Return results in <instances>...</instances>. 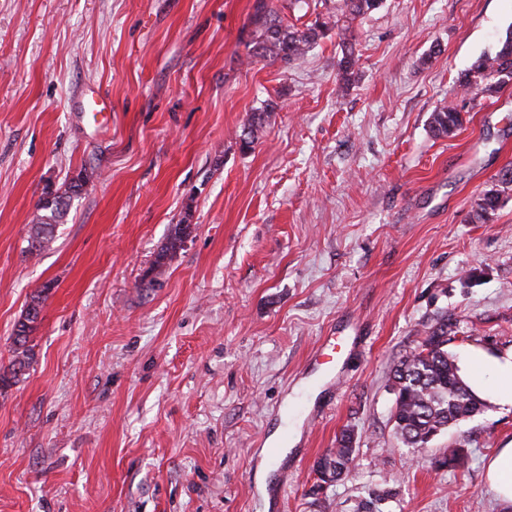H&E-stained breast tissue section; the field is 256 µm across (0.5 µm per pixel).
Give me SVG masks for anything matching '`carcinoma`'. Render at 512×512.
<instances>
[{
    "instance_id": "1",
    "label": "carcinoma",
    "mask_w": 512,
    "mask_h": 512,
    "mask_svg": "<svg viewBox=\"0 0 512 512\" xmlns=\"http://www.w3.org/2000/svg\"><path fill=\"white\" fill-rule=\"evenodd\" d=\"M301 0H288L276 5L273 0H256L252 17L251 56L258 61H279L288 66L301 58L327 31L336 29L340 38L342 56L338 61L340 80L349 83L355 76L358 64L353 23L379 8L381 0H341L336 19L315 20L314 24L298 29L284 23L282 10L290 9ZM512 84V31L499 42L497 50L479 57L462 79V103H450L433 112L431 128L437 136H451L462 127L463 112L467 101L491 97L503 87ZM269 111L253 115L243 128L241 142L249 148L264 127ZM512 190V165L503 167L496 183L485 191L476 203L471 221L486 223L508 199ZM42 214L31 225L29 251H41L54 240L56 223L64 216V197L57 195L43 200ZM189 225L178 224L168 244L158 255L155 268L176 253ZM44 295H32L21 318L15 326L13 342L15 356L11 364L13 378L24 374L31 360L29 335L38 322ZM448 314L440 315L423 331L417 345L402 356L391 370L390 391L393 395L391 421L400 443L408 448H427L441 433L475 416L485 408L461 375L455 357L448 352ZM356 453L354 433L344 429L336 437V447L327 450L316 462L315 471L322 484L342 480L350 472ZM470 456L465 444L448 450L435 459L436 468L450 471L468 467ZM395 492L391 488H369L354 505L353 512H383L382 505Z\"/></svg>"
}]
</instances>
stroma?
I'll return each mask as SVG.
<instances>
[{"instance_id": "stroma-1", "label": "stroma", "mask_w": 512, "mask_h": 512, "mask_svg": "<svg viewBox=\"0 0 512 512\" xmlns=\"http://www.w3.org/2000/svg\"><path fill=\"white\" fill-rule=\"evenodd\" d=\"M254 4L0 0L1 376L46 293L30 366L0 388V512H350L378 484L385 512H512L484 477L511 408L419 451L389 390L443 313L459 366L512 350V199L470 220L512 164V85L454 136L429 128L512 31V0H383L354 23L346 93L335 32L289 66L252 60ZM92 85L112 102L100 123L76 109ZM49 191L68 207L32 254ZM345 428L350 473L319 485ZM462 440L468 469H436ZM44 291L32 295L21 318L15 326L13 342L15 345V356L11 364V374L14 379L23 375L29 367L31 348L28 346L29 335L35 324L38 322L44 302Z\"/></svg>"}]
</instances>
